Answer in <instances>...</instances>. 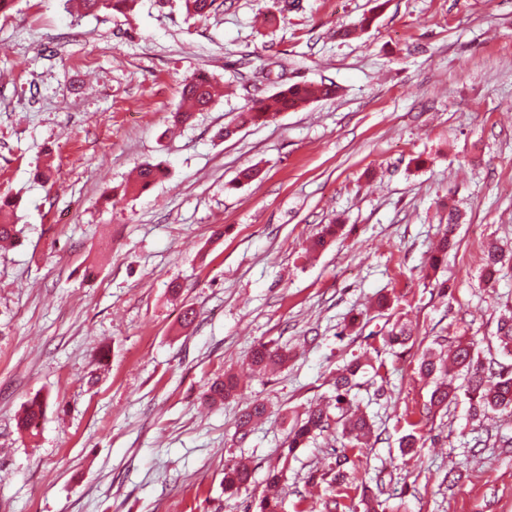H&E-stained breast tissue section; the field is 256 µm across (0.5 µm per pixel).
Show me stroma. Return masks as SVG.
I'll return each instance as SVG.
<instances>
[{"label": "stroma", "mask_w": 512, "mask_h": 512, "mask_svg": "<svg viewBox=\"0 0 512 512\" xmlns=\"http://www.w3.org/2000/svg\"><path fill=\"white\" fill-rule=\"evenodd\" d=\"M217 3L203 17L183 0L0 13V196L20 229L0 248V512H246L293 420L333 409L337 370L364 353L387 369L351 392L378 442L347 484L335 432L316 436L284 475L281 512L331 498L364 512L366 488L384 512H512V447L494 444L512 415L471 418L462 396L427 417L418 374L436 336L512 365L490 348L512 261L495 287L481 279L488 245L512 251V0ZM198 74L222 94L173 127ZM321 80L335 96L220 138L255 99ZM145 163L165 177L130 192ZM248 167L258 176L240 181ZM450 199L463 218L430 279ZM328 224L335 240L308 253ZM381 294L384 312L370 306ZM400 318L416 341L397 357L382 338ZM268 341L287 364L252 372ZM227 371L238 395L207 402ZM36 397L38 430L19 431ZM255 400L267 412L241 433ZM410 433L414 460L399 452ZM240 458L254 479L231 495L224 466Z\"/></svg>", "instance_id": "stroma-1"}]
</instances>
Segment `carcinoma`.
Returning <instances> with one entry per match:
<instances>
[{
  "instance_id": "1",
  "label": "carcinoma",
  "mask_w": 512,
  "mask_h": 512,
  "mask_svg": "<svg viewBox=\"0 0 512 512\" xmlns=\"http://www.w3.org/2000/svg\"><path fill=\"white\" fill-rule=\"evenodd\" d=\"M129 0H79L80 6L88 11L101 8H120ZM187 13L203 16L211 12L216 0H184ZM288 93L284 89L266 98L257 99L246 111L237 117V124L245 125L265 121L275 117L282 111L281 99ZM218 95V87L204 77L192 78L184 84L183 100L185 109L173 113V122L185 124L194 113L208 108ZM460 211L448 204V227L439 240L434 253L429 259V268L433 271L440 268L448 254V248L454 244V230L459 224ZM18 234L17 225L13 221V202L8 197L0 199V242L11 241ZM502 263V252L492 248L483 258L482 276L486 284L492 285L497 281L499 264ZM499 349L512 354V319L500 321L496 336ZM384 347L393 351L405 348L415 342L413 329L406 323H394L392 329L383 337ZM288 353L280 347H272L265 343L257 345L251 354L252 365L262 372L285 364ZM457 370V377L462 379L460 385H455V379L448 378V367ZM365 364L356 357L336 373L334 387L335 401L338 414L332 418L324 408L311 406L304 416L296 419L288 432L287 448L279 458V465L268 471L267 483L273 487L279 485L284 472L288 470L289 459L295 457L298 449L305 447L311 438L329 429L336 430L343 443V460L338 465L350 461V457L363 454V449L370 445L374 433L373 425L366 413L354 399L350 398L351 391L358 386L356 377L364 371ZM419 373L425 377H442L431 391L429 406L426 413H434L448 409L457 399L458 391L464 390L469 399V412L473 417H486L512 411V369L504 367L497 369L494 362H483L475 355L473 342L461 338L448 340L446 336L433 339L432 346L422 352L419 360ZM239 383L235 375L227 373L222 379L214 380L207 390L206 399L211 403L223 402L236 395ZM266 412L264 403L255 401L245 409L237 419V429L247 433L251 425ZM44 415L43 401L35 399L27 406L19 418L17 427L23 431H33L37 428L40 418ZM252 479V467L243 460H237L224 468V491L237 494L248 489Z\"/></svg>"
}]
</instances>
